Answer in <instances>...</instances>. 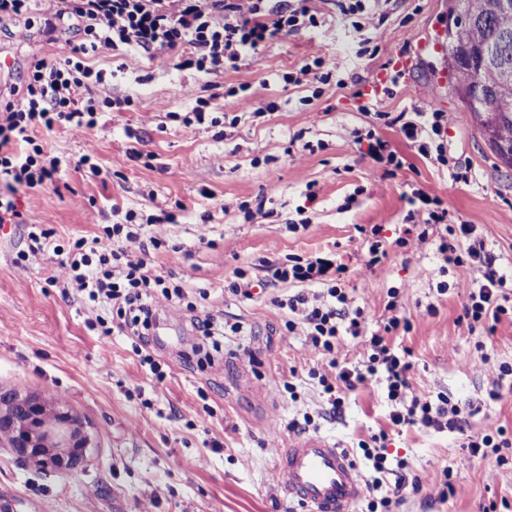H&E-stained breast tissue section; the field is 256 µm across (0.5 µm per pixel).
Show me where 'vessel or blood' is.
Here are the masks:
<instances>
[{
  "label": "vessel or blood",
  "mask_w": 512,
  "mask_h": 512,
  "mask_svg": "<svg viewBox=\"0 0 512 512\" xmlns=\"http://www.w3.org/2000/svg\"><path fill=\"white\" fill-rule=\"evenodd\" d=\"M278 467L289 496L309 512H352L363 477L349 454L319 435H301L281 449Z\"/></svg>",
  "instance_id": "b4317fda"
}]
</instances>
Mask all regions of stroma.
<instances>
[{
    "instance_id": "35a3bbf8",
    "label": "stroma",
    "mask_w": 512,
    "mask_h": 512,
    "mask_svg": "<svg viewBox=\"0 0 512 512\" xmlns=\"http://www.w3.org/2000/svg\"><path fill=\"white\" fill-rule=\"evenodd\" d=\"M307 4L325 18L324 26L278 35L256 57L218 76L178 69L132 48L99 50L87 58L105 78L96 96L128 97L132 107L104 109L97 127L84 133L38 132L60 158L61 178L22 193L20 209L50 225L54 242L64 246L112 223L113 208L147 216L184 203L175 223L146 232L170 241L154 265L183 278L190 305L160 302L148 345L119 330L100 337L92 327L96 309L48 284L58 268L53 252L16 271L13 260L27 246L26 231L20 224L0 226V391L49 407L65 404L93 441L82 469L57 475L23 465L0 443V512H307L288 498L277 469L287 439L321 435L353 451L383 430L390 462L405 461L424 477L421 491L407 495L396 512H487L490 504L512 502V448L505 449L502 465L465 461L463 448L470 437L512 427V389L499 400L488 396L499 365H512V320L503 319L489 338L460 322L468 285L455 272L439 274L436 242L395 246L374 270L352 278L348 293L373 331L387 316L389 288L400 289V315L410 329L391 342L410 353L411 390L470 407L461 431L391 430L392 406L374 384L347 393L341 413L332 414L313 376L327 369L328 356L303 331L288 333L287 310L272 303L292 294V287L283 284L253 300L224 288L236 270L256 278L263 261L291 255L333 251L359 267L358 226L384 225L385 236L395 241L414 189L439 196L451 222L474 225L497 255L499 272L512 277V169L490 151L451 88H442L436 104L428 95L433 75L448 66L436 49L446 39L448 0H381L379 18L360 30L342 19L336 0ZM367 37L372 43L363 55ZM424 39L431 46L422 51ZM59 53L42 40L38 24L0 21V54L12 60L0 73V88L22 86L33 56L51 60ZM400 54L414 55L415 69L394 86L389 68ZM310 56L322 57L344 87L282 81ZM242 85L255 103L275 102L276 111L238 112L229 91ZM201 102L205 123L184 126L180 114ZM430 104L447 113L446 153L471 165L470 183L421 158L399 126L381 118ZM370 130L404 157L394 174H385L359 141ZM135 145L153 154L152 163L130 159ZM88 152L107 182L77 170ZM311 184L317 198L310 203L305 194ZM259 200L265 212L245 218L241 204ZM301 207L311 224L290 232L286 223ZM443 280L444 293L437 289ZM195 314L241 323L239 333L225 336L223 359L203 366L187 360L198 341ZM144 353L161 364L164 381L141 365ZM448 466L449 478L443 475Z\"/></svg>"
}]
</instances>
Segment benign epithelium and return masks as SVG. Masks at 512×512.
<instances>
[{
    "mask_svg": "<svg viewBox=\"0 0 512 512\" xmlns=\"http://www.w3.org/2000/svg\"><path fill=\"white\" fill-rule=\"evenodd\" d=\"M6 439L27 464L41 470L73 472L86 462L91 436L82 421L59 406L46 416L42 403L0 392V440Z\"/></svg>",
    "mask_w": 512,
    "mask_h": 512,
    "instance_id": "benign-epithelium-1",
    "label": "benign epithelium"
}]
</instances>
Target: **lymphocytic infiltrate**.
<instances>
[{
	"mask_svg": "<svg viewBox=\"0 0 512 512\" xmlns=\"http://www.w3.org/2000/svg\"><path fill=\"white\" fill-rule=\"evenodd\" d=\"M40 32L47 42L63 48L53 61L34 58L20 96L0 93V224H22L27 228V247L13 260L17 270H27L32 256L53 250L58 270L48 279L73 291L85 304L103 310L100 333L129 329L145 338L156 320L158 299L179 304L185 298L181 285L151 270V257L169 249V242L144 232L145 224L172 221L171 213L149 215L138 223L134 210H126L123 221L105 224L90 239L78 238L68 245H51L50 231L18 208L17 193L55 183L60 172L58 157L37 143L39 130L64 126L83 133L96 127L99 105L125 109L129 98L99 102L94 90L103 84L102 72L84 62L86 52L118 50L128 46L141 49L150 58L187 55L188 65L208 75L223 73L279 34H292L321 26L306 0H43ZM448 125L445 113L418 109L401 130L423 158L446 164L443 145L436 139ZM408 225L394 244L439 240L440 273L454 269L473 275L462 318L470 326L494 334L503 317H512V285L495 268L496 256L484 238L475 236L470 225L453 224L439 197L420 189L408 197ZM260 279L236 272L227 282L229 293L245 299L257 291L281 284L320 283L323 294L308 296L297 292L280 301L293 318L288 330L302 329L312 347L331 357L328 372L321 374L332 413L342 410V394L375 382L382 386L395 408L389 415L394 429L413 426H447L463 429L471 411L451 402L412 394L408 373L412 368L406 355L397 352L390 338L407 329L399 311L403 300L399 289L388 292L385 322L371 336H365L366 358L357 365L335 360L336 349L345 336H364L366 315L351 306L344 286L347 268L319 255L268 262ZM386 433L360 441L358 450L368 462L370 480L365 512H393L407 492H419L420 475L411 474L406 463L390 468L386 454Z\"/></svg>",
	"mask_w": 512,
	"mask_h": 512,
	"instance_id": "1",
	"label": "lymphocytic infiltrate"
}]
</instances>
